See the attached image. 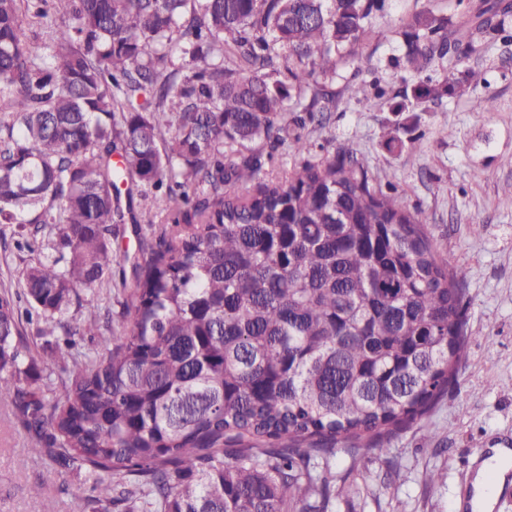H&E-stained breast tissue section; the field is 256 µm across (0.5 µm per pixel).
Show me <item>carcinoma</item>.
Returning a JSON list of instances; mask_svg holds the SVG:
<instances>
[{"instance_id": "obj_1", "label": "carcinoma", "mask_w": 512, "mask_h": 512, "mask_svg": "<svg viewBox=\"0 0 512 512\" xmlns=\"http://www.w3.org/2000/svg\"><path fill=\"white\" fill-rule=\"evenodd\" d=\"M387 2L0 0V224L37 254L0 290V404L84 477L82 512H326L320 464L381 446L454 383L464 268L395 173L302 138L336 111L325 83ZM457 7L404 20L391 112L488 85L464 60L512 44V5ZM51 11L34 49L26 29ZM412 128L386 125L384 148L415 147ZM283 144L299 160L276 171ZM124 194L147 202L135 288L108 354L83 357L75 337L111 331L80 291L112 281ZM25 323L72 376L40 385L22 367Z\"/></svg>"}]
</instances>
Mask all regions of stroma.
I'll list each match as a JSON object with an SVG mask.
<instances>
[{
	"mask_svg": "<svg viewBox=\"0 0 512 512\" xmlns=\"http://www.w3.org/2000/svg\"><path fill=\"white\" fill-rule=\"evenodd\" d=\"M425 8L458 11L455 0H390L389 14L329 82L340 94L335 112L324 127L304 134L330 151L352 147L373 171H395L399 194L421 212L435 247L465 267L466 357L430 416L383 451L355 462L347 449H337L326 471L337 488L328 512H460L477 461L488 449L512 448V45L489 46L475 61L495 96L492 111L477 110L470 96L432 105L421 115L416 150L397 156L382 145L383 126L394 118L384 100L341 95L352 80L390 81L395 28ZM137 250L133 224L113 225L112 285L82 295L111 306L116 327L123 294L134 286L121 278L124 258ZM27 442L21 413L0 407V512H79L82 479L33 457ZM37 483L45 487L38 498L29 492Z\"/></svg>",
	"mask_w": 512,
	"mask_h": 512,
	"instance_id": "35a3bbf8",
	"label": "stroma"
}]
</instances>
